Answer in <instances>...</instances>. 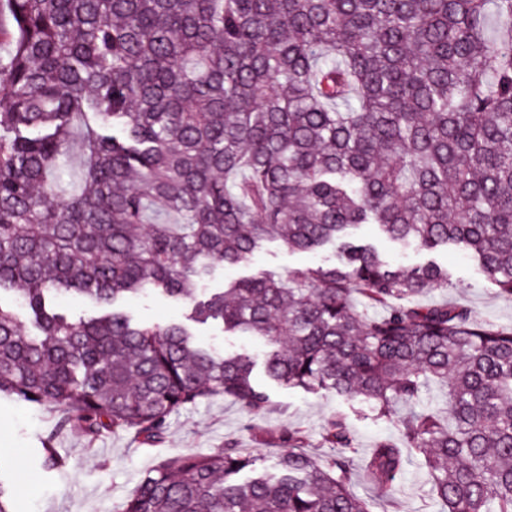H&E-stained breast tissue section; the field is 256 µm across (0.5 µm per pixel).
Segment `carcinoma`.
<instances>
[{
    "label": "carcinoma",
    "mask_w": 512,
    "mask_h": 512,
    "mask_svg": "<svg viewBox=\"0 0 512 512\" xmlns=\"http://www.w3.org/2000/svg\"><path fill=\"white\" fill-rule=\"evenodd\" d=\"M0 16V393L92 440L152 441L217 396L259 411L256 360L196 340L219 321L263 343L277 385L410 408L366 458L378 494L421 455L440 512H512V326L423 301L448 287L439 266L348 241L376 224L451 244L512 300V0H0ZM266 241L342 259L197 299ZM149 292L191 312L141 323L125 305ZM69 296L103 312L55 311ZM432 384L443 402L415 410ZM322 437L336 454L318 461L280 433L275 474L228 444L166 458L121 512H371L345 417Z\"/></svg>",
    "instance_id": "carcinoma-1"
}]
</instances>
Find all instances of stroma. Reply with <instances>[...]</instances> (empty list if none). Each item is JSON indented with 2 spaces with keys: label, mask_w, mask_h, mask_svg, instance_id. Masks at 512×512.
<instances>
[{
  "label": "stroma",
  "mask_w": 512,
  "mask_h": 512,
  "mask_svg": "<svg viewBox=\"0 0 512 512\" xmlns=\"http://www.w3.org/2000/svg\"><path fill=\"white\" fill-rule=\"evenodd\" d=\"M367 241L378 242L384 255L398 266L410 269L428 262L448 267L453 285L432 291V302L451 301L472 307L485 321L512 325V302L501 298L496 286L463 252L444 248L428 252L416 245L394 246L379 241L375 225L358 231ZM336 250L326 246L315 253L292 251L280 242L263 243L252 262L233 269L217 268L207 281L208 290L224 288L231 279L259 272L285 275L293 271L330 265ZM128 311L144 323H164L185 318L189 306L180 300L144 297L128 303ZM254 380L266 388L269 401L262 411L249 413L239 405L214 397L173 414L163 438L145 444L131 433L106 434L88 441L82 434L56 427L57 418L45 408L0 394V485L12 494L13 512H120L126 496L147 469L167 457L205 453L225 444L248 448L272 465L281 445L259 438L262 430H299L306 437V450L328 456L320 437L324 421L343 413L356 438L353 456V490L372 499V512H439L432 495L422 457H411L396 483L393 499L375 496L363 477L365 457L374 443L399 436L397 422L375 415L367 404L344 403L330 393H308L269 383L263 371ZM53 445L64 458L63 467L47 468L45 445Z\"/></svg>",
  "instance_id": "obj_1"
}]
</instances>
